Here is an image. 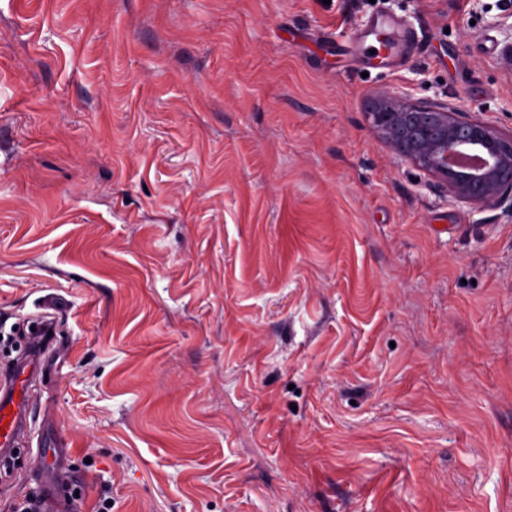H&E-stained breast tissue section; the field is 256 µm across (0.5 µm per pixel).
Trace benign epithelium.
Returning <instances> with one entry per match:
<instances>
[{"label":"benign epithelium","mask_w":512,"mask_h":512,"mask_svg":"<svg viewBox=\"0 0 512 512\" xmlns=\"http://www.w3.org/2000/svg\"><path fill=\"white\" fill-rule=\"evenodd\" d=\"M370 115L393 153L443 181L449 197L512 216V137L494 123L401 92L379 94Z\"/></svg>","instance_id":"benign-epithelium-1"}]
</instances>
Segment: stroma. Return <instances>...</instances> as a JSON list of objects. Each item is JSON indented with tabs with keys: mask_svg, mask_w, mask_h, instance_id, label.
Returning <instances> with one entry per match:
<instances>
[{
	"mask_svg": "<svg viewBox=\"0 0 512 512\" xmlns=\"http://www.w3.org/2000/svg\"><path fill=\"white\" fill-rule=\"evenodd\" d=\"M511 45L512 0H0V335L58 320L0 512H512V218L370 117L512 136Z\"/></svg>",
	"mask_w": 512,
	"mask_h": 512,
	"instance_id": "1",
	"label": "stroma"
}]
</instances>
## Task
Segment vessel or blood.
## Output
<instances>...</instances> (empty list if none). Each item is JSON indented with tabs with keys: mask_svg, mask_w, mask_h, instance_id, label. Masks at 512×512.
<instances>
[{
	"mask_svg": "<svg viewBox=\"0 0 512 512\" xmlns=\"http://www.w3.org/2000/svg\"><path fill=\"white\" fill-rule=\"evenodd\" d=\"M35 373V366L24 362L0 380V450L15 447L22 434L29 407V385Z\"/></svg>",
	"mask_w": 512,
	"mask_h": 512,
	"instance_id": "b4317fda",
	"label": "vessel or blood"
}]
</instances>
